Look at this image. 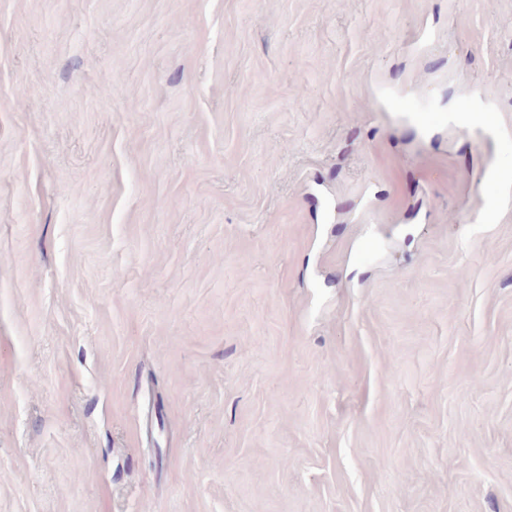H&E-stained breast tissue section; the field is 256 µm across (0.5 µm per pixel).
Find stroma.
Here are the masks:
<instances>
[{
	"label": "stroma",
	"mask_w": 512,
	"mask_h": 512,
	"mask_svg": "<svg viewBox=\"0 0 512 512\" xmlns=\"http://www.w3.org/2000/svg\"><path fill=\"white\" fill-rule=\"evenodd\" d=\"M495 172L512 0H0V512H512Z\"/></svg>",
	"instance_id": "stroma-1"
}]
</instances>
